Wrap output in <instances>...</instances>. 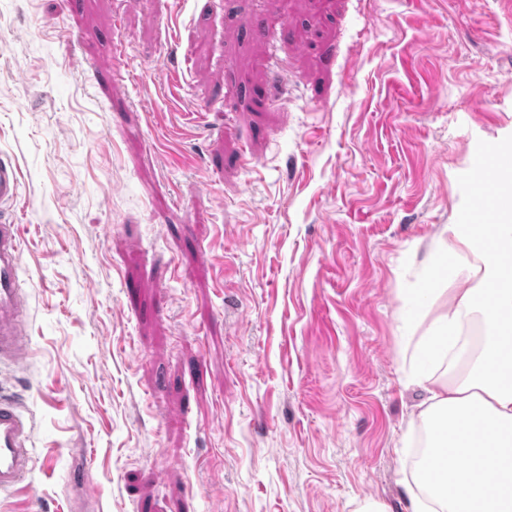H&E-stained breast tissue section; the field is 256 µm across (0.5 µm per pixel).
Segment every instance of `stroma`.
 Returning a JSON list of instances; mask_svg holds the SVG:
<instances>
[{"mask_svg": "<svg viewBox=\"0 0 512 512\" xmlns=\"http://www.w3.org/2000/svg\"><path fill=\"white\" fill-rule=\"evenodd\" d=\"M0 149L36 421L0 512H410L512 0H0Z\"/></svg>", "mask_w": 512, "mask_h": 512, "instance_id": "35a3bbf8", "label": "stroma"}]
</instances>
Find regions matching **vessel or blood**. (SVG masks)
<instances>
[{"mask_svg":"<svg viewBox=\"0 0 512 512\" xmlns=\"http://www.w3.org/2000/svg\"><path fill=\"white\" fill-rule=\"evenodd\" d=\"M21 190L16 160L0 151V363L20 367L32 351L27 339V293L20 272L24 246L11 211ZM32 415L8 395L0 394V492L14 489L32 470Z\"/></svg>","mask_w":512,"mask_h":512,"instance_id":"1","label":"vessel or blood"}]
</instances>
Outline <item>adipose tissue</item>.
<instances>
[{
  "label": "adipose tissue",
  "mask_w": 512,
  "mask_h": 512,
  "mask_svg": "<svg viewBox=\"0 0 512 512\" xmlns=\"http://www.w3.org/2000/svg\"><path fill=\"white\" fill-rule=\"evenodd\" d=\"M438 251L468 273L422 341L427 368L412 376L427 395L428 452L411 512H512V207L483 232L445 226ZM473 322L485 335L469 334Z\"/></svg>",
  "instance_id": "1"
}]
</instances>
